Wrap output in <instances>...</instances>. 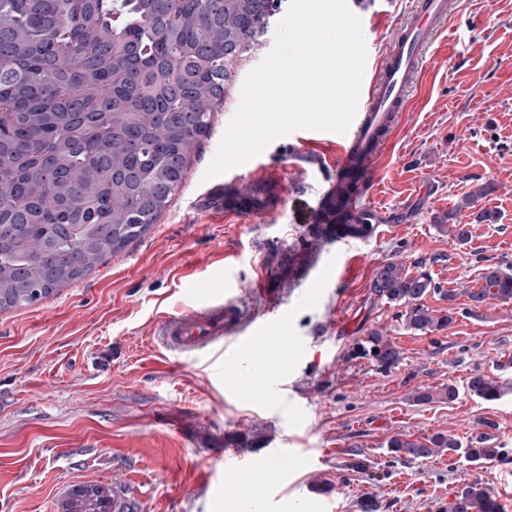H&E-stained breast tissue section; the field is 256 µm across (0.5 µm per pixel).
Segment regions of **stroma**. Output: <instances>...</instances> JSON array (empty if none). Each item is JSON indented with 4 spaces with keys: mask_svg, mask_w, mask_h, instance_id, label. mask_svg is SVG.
<instances>
[{
    "mask_svg": "<svg viewBox=\"0 0 512 512\" xmlns=\"http://www.w3.org/2000/svg\"><path fill=\"white\" fill-rule=\"evenodd\" d=\"M409 0H348L360 18L370 86ZM448 27L423 55L404 119L374 169L372 205L385 237L336 242L317 231L315 206L334 170L331 148L286 136L253 175L203 174L235 114L247 74L273 33L230 67L232 91L157 224L82 279L35 305L0 312V512H59L76 484H116L135 512H240L212 498L199 473L262 469L282 449V482L263 512H446L455 491L482 482L512 512V392L485 402L465 391L475 372L512 383V302L465 309L462 291L484 268L512 263V0H450ZM493 191L460 208L479 185ZM263 187L252 209L215 195ZM491 212L484 221L480 212ZM454 213L469 230L456 243L436 228ZM359 255L357 276L310 294L314 259ZM391 260L431 275L429 307L451 313L433 333L405 330L399 310L373 300L376 266ZM265 270L288 311L286 349L246 353L167 349L163 316L191 307L200 289L233 287L246 316L264 299L250 281ZM456 291L448 300L447 291ZM346 315L348 326L332 322ZM385 332L404 351L382 372L349 357L355 340ZM460 387L453 404H417V388ZM455 435L504 449L482 464L464 453L427 461L391 454L395 434Z\"/></svg>",
    "mask_w": 512,
    "mask_h": 512,
    "instance_id": "35a3bbf8",
    "label": "stroma"
}]
</instances>
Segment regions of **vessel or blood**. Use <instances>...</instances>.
<instances>
[{
  "label": "vessel or blood",
  "mask_w": 512,
  "mask_h": 512,
  "mask_svg": "<svg viewBox=\"0 0 512 512\" xmlns=\"http://www.w3.org/2000/svg\"><path fill=\"white\" fill-rule=\"evenodd\" d=\"M409 12L411 21L393 41L347 133H305L306 143H331L336 148V174L318 199L322 223L333 218L348 224L369 220L375 160L406 109V93L419 73L422 49L447 24L449 0H412ZM359 265V259L353 257L339 259L335 266L320 267L309 286L319 289L323 280L332 276L348 280ZM251 288L265 296V311L260 319L246 320L231 293L208 291L201 294L196 309L163 318L159 331L162 343L184 353L213 348L233 336L244 337L243 347L247 350L281 345L285 320L279 298L266 293L263 278L253 280ZM281 458L280 450H272L267 468L244 472L239 478L217 486V493L258 495L278 479L283 466Z\"/></svg>",
  "instance_id": "obj_1"
}]
</instances>
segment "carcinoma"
Returning <instances> with one entry per match:
<instances>
[{"label":"carcinoma","mask_w":512,"mask_h":512,"mask_svg":"<svg viewBox=\"0 0 512 512\" xmlns=\"http://www.w3.org/2000/svg\"><path fill=\"white\" fill-rule=\"evenodd\" d=\"M278 0H0V312L29 306L78 281L144 236L183 184L212 115L224 103L227 62L265 34ZM260 189L223 196L252 208ZM468 306L512 301V269L491 266ZM432 277L387 261L370 293L402 306L406 328L448 327L450 314L424 302ZM350 356L382 372L404 352L377 331ZM468 391L500 400L512 384L476 373ZM453 384L417 389L412 401L454 403ZM396 457L424 461L458 453L451 434L396 435ZM481 463L503 449L468 448ZM61 512H112V486L79 484ZM449 512H502L478 482Z\"/></svg>","instance_id":"1"}]
</instances>
